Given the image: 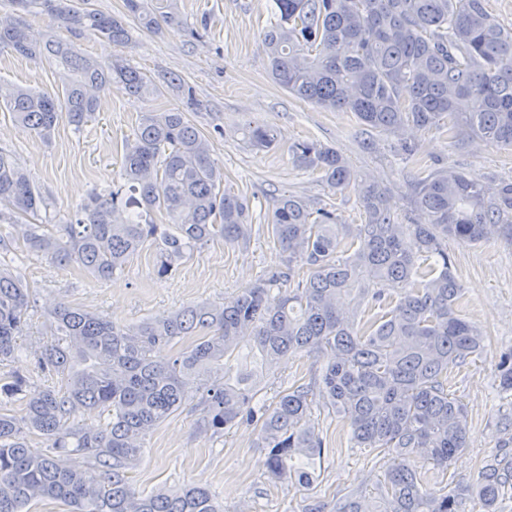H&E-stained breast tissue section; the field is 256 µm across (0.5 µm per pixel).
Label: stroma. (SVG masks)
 I'll return each instance as SVG.
<instances>
[{"instance_id":"1","label":"stroma","mask_w":512,"mask_h":512,"mask_svg":"<svg viewBox=\"0 0 512 512\" xmlns=\"http://www.w3.org/2000/svg\"><path fill=\"white\" fill-rule=\"evenodd\" d=\"M105 13L122 18L132 42L117 48L100 36L74 35L60 27L56 34L73 41L86 55L108 62L122 59L161 83L177 74L193 88L196 105L187 117L212 144V157L224 172V186L246 197L251 234L247 243L227 245L214 240L179 262L171 274L157 271L156 248L145 244L123 274L103 281L76 263L59 264L27 249L21 224H0V259L31 291L30 306L18 339L22 355L0 365V378L31 372L37 355L52 336L49 314L66 303L134 326L169 315L182 307L223 304L267 273L284 268L285 256L274 244L265 216L275 198L293 193L311 207L325 208L346 223L360 224L361 184L386 187L397 215L410 209V186L416 177L438 167L472 173L487 184L512 178V151L493 144L460 139L447 130H415L407 140L416 148L402 160L397 138L367 130L354 113L330 111L291 97L269 75L261 50L271 18L272 0H177L184 26L159 32L141 31L124 0H92ZM29 87L51 94L61 87L55 65L0 51V89ZM184 109L174 92L138 99L122 83L97 94V110L81 130L60 121L50 142L20 127L0 109V148L10 150L49 203L54 223L63 224L92 194L122 186L126 142L147 112ZM265 123L279 133L277 147L248 148L241 129ZM313 140L336 149L357 175L356 182L334 191L315 174L294 166L288 151L295 141ZM453 272L462 288L457 308L487 338L484 354L451 375L450 390L467 407V447L442 470L417 458L427 487L440 489L474 481L484 461L499 454L500 418L512 404L498 396L496 365L512 347V243L496 234L475 244L449 243ZM321 362L293 356L264 370L261 394L266 400L289 386L312 381ZM204 404L191 393L182 411L155 428L144 441L140 463L131 472L136 492L148 494L198 484L224 505V512H305L312 500L332 512L337 501L354 490H373L392 466L390 456L359 448L350 439L348 420L315 401L312 427L325 442L318 459V478L310 488L271 481L263 466L254 426L242 423L217 434L201 424Z\"/></svg>"}]
</instances>
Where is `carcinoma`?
<instances>
[{
  "instance_id": "cac0c4a2",
  "label": "carcinoma",
  "mask_w": 512,
  "mask_h": 512,
  "mask_svg": "<svg viewBox=\"0 0 512 512\" xmlns=\"http://www.w3.org/2000/svg\"><path fill=\"white\" fill-rule=\"evenodd\" d=\"M81 2L75 9L40 0L58 24L129 44L122 22L91 0ZM126 4L147 30L183 24L172 2ZM3 48L46 57L63 71L56 94L15 87L4 95L14 121L45 140L62 117L78 130L96 111L89 86L118 79L135 96L161 94L142 72L119 60L102 64L50 28L37 34L0 18ZM262 49L272 79L288 94L352 112L378 133L399 137L410 126H446L512 150V29L496 21L486 0H274ZM166 87L195 105L184 79L172 76ZM244 138L261 151L278 142L264 124L246 127ZM289 152L332 189L355 180L334 147L301 141ZM122 170L123 189L90 197L66 223L25 225L28 248L109 280L148 241L163 275L198 245L249 238L247 203L224 189L209 139L183 112L143 115L126 142ZM361 204L364 223L347 224L299 196L277 198L268 224L287 255L285 269L222 306H187L127 327L59 304L51 313L59 342L45 347L37 369L61 375V386L37 388L21 373L0 385V401L22 406L19 415L0 409V512H31L45 499L68 512H223L202 486L140 495L131 484L145 437L182 410L194 379L204 427L219 433L255 425L263 467L275 481L313 485L324 441L307 417L318 397L349 419L359 447L391 455L394 465L377 492H353L336 512H473L477 504L496 512L499 498L512 493L511 462L495 456L476 482L433 491L415 458L423 449L445 470L466 448V406L448 392V373L482 355L485 344L456 309L461 288L448 242L477 243L490 225L512 242V179L491 187L454 168L434 169L412 185L405 223L375 183L365 185ZM47 209L27 171L0 148V223ZM157 212L169 223H156ZM284 282L290 287H280ZM29 304L26 284L0 266V362L18 352ZM246 334L255 363L266 368L314 355L322 361L319 380L290 387L269 404L258 399L256 373L230 364ZM498 376L503 393H511L512 349L500 354ZM82 411L106 421L97 428L71 424ZM32 433L50 448L29 446Z\"/></svg>"
}]
</instances>
